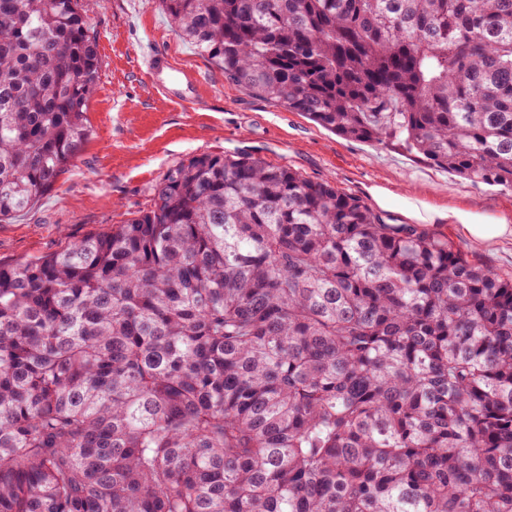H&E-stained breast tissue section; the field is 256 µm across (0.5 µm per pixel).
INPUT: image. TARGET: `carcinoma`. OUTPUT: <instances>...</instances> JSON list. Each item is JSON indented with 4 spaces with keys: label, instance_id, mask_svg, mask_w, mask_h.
Here are the masks:
<instances>
[{
    "label": "carcinoma",
    "instance_id": "1",
    "mask_svg": "<svg viewBox=\"0 0 512 512\" xmlns=\"http://www.w3.org/2000/svg\"><path fill=\"white\" fill-rule=\"evenodd\" d=\"M254 95L512 190V0H152ZM81 0H0V221L69 171ZM0 512H512V275L255 156L0 263Z\"/></svg>",
    "mask_w": 512,
    "mask_h": 512
}]
</instances>
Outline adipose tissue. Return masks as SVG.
Returning <instances> with one entry per match:
<instances>
[{
	"instance_id": "adipose-tissue-1",
	"label": "adipose tissue",
	"mask_w": 512,
	"mask_h": 512,
	"mask_svg": "<svg viewBox=\"0 0 512 512\" xmlns=\"http://www.w3.org/2000/svg\"><path fill=\"white\" fill-rule=\"evenodd\" d=\"M370 193L380 208L388 210L393 203H400L401 214L410 222L454 225L473 246L485 248L512 243V223L507 218L490 217L456 207L439 210L407 198L399 202L393 193L377 186L372 187Z\"/></svg>"
}]
</instances>
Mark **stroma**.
I'll use <instances>...</instances> for the list:
<instances>
[{"label":"stroma","mask_w":512,"mask_h":512,"mask_svg":"<svg viewBox=\"0 0 512 512\" xmlns=\"http://www.w3.org/2000/svg\"><path fill=\"white\" fill-rule=\"evenodd\" d=\"M102 60L88 118L93 136L71 170L26 214L0 222V262L12 264L105 231L146 208L155 181L174 164L202 153L254 154L372 203L378 186L433 208H465L512 219V192L472 184L416 154L374 141L337 136L300 112L253 96L183 41L150 0H82ZM168 54L203 83L199 105L156 93L144 49ZM469 255L512 273V244L477 248L453 225L434 224Z\"/></svg>","instance_id":"stroma-1"}]
</instances>
